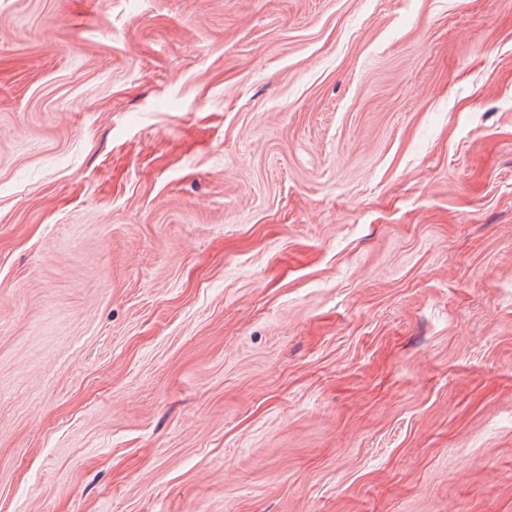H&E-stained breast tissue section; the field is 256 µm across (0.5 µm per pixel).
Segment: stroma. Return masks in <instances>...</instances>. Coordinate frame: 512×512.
Returning a JSON list of instances; mask_svg holds the SVG:
<instances>
[{
  "mask_svg": "<svg viewBox=\"0 0 512 512\" xmlns=\"http://www.w3.org/2000/svg\"><path fill=\"white\" fill-rule=\"evenodd\" d=\"M0 512H512V0H0Z\"/></svg>",
  "mask_w": 512,
  "mask_h": 512,
  "instance_id": "obj_1",
  "label": "stroma"
}]
</instances>
